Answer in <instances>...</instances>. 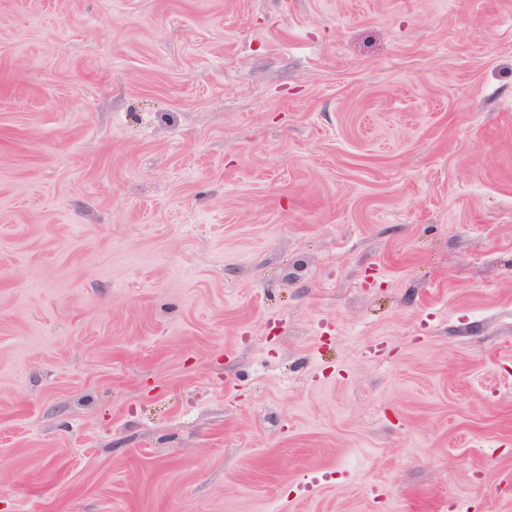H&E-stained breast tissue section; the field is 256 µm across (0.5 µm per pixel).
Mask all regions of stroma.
<instances>
[{
	"mask_svg": "<svg viewBox=\"0 0 512 512\" xmlns=\"http://www.w3.org/2000/svg\"><path fill=\"white\" fill-rule=\"evenodd\" d=\"M0 512H512V0H0Z\"/></svg>",
	"mask_w": 512,
	"mask_h": 512,
	"instance_id": "obj_1",
	"label": "stroma"
}]
</instances>
